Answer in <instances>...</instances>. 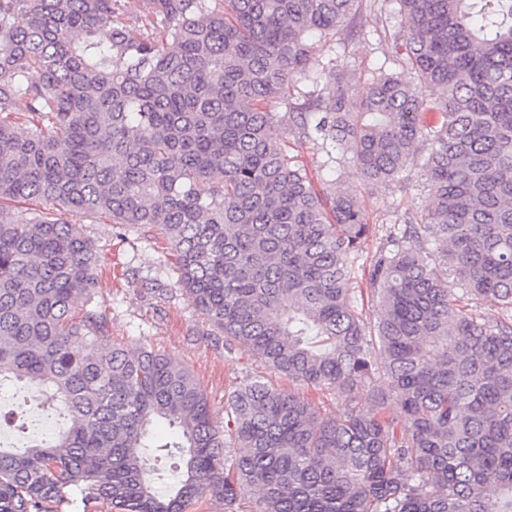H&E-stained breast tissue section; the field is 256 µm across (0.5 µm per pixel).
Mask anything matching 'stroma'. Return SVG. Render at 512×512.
I'll return each instance as SVG.
<instances>
[{
  "label": "stroma",
  "mask_w": 512,
  "mask_h": 512,
  "mask_svg": "<svg viewBox=\"0 0 512 512\" xmlns=\"http://www.w3.org/2000/svg\"><path fill=\"white\" fill-rule=\"evenodd\" d=\"M393 53L391 45L378 43L375 36L368 35L325 48L320 61L328 68L347 70L350 92L357 98L368 88L369 70L388 64ZM276 138L286 146L289 155L307 166L317 188L330 192L345 188L359 191L363 221L370 226V236L355 265L357 300L366 320L375 322L374 301L367 288L369 265L377 248L385 243L390 225L400 222L405 213H420L428 207L430 199L421 160L412 161L404 174L412 185L411 191H404L397 181L375 189L366 184L355 166L330 161L325 149L298 142L287 128H278ZM75 225L96 243L101 255L93 303L110 318L109 342L132 353L151 347L188 368L219 418L224 415V400L229 392L253 375L266 376L275 385L294 391L320 414L343 416L344 406L332 392L271 372L244 345L213 340L210 325L194 310L177 284L173 248L159 227L125 229L104 217L79 219ZM132 267L157 279L167 291L165 302H156L150 291L131 287L127 271Z\"/></svg>",
  "instance_id": "1"
}]
</instances>
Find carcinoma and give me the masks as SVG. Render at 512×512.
<instances>
[{
	"label": "carcinoma",
	"instance_id": "obj_1",
	"mask_svg": "<svg viewBox=\"0 0 512 512\" xmlns=\"http://www.w3.org/2000/svg\"><path fill=\"white\" fill-rule=\"evenodd\" d=\"M488 2L145 0L137 30L121 0H0V383L40 386L63 415L51 441L0 446V512H58L71 487L107 512H188L207 491L256 512H512V0ZM391 3L404 26L373 33L405 47L395 64L414 80L375 70L353 100L320 52ZM428 100L438 129L419 122ZM284 124L374 188L426 151L427 212L370 266L372 327L355 298L360 198L316 189L276 140ZM16 201L32 207L4 216ZM69 216L160 227L215 335L336 393L343 417L257 375L227 396L223 434L184 366L105 343L99 251ZM449 276L501 316L458 304ZM145 448L179 449L165 495Z\"/></svg>",
	"mask_w": 512,
	"mask_h": 512
}]
</instances>
